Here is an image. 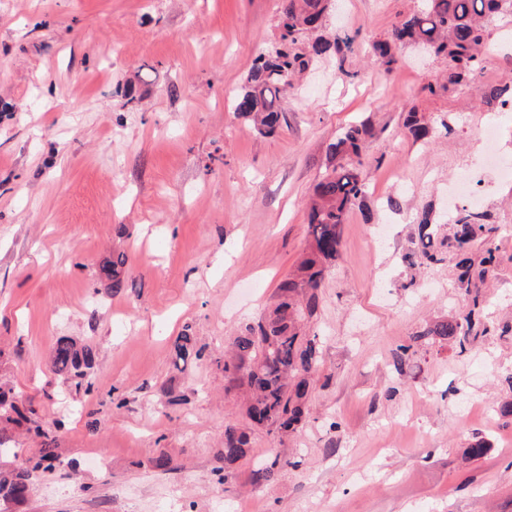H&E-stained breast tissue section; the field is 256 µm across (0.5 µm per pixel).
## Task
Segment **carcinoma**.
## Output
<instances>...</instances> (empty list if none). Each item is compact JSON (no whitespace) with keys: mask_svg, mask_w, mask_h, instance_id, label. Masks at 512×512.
Masks as SVG:
<instances>
[{"mask_svg":"<svg viewBox=\"0 0 512 512\" xmlns=\"http://www.w3.org/2000/svg\"><path fill=\"white\" fill-rule=\"evenodd\" d=\"M279 43L255 57L245 83L235 97V111L263 137L273 135L285 120L283 99L292 80L319 58L353 52L359 33L322 34L331 0H282ZM505 14L512 15V0H422L419 10L393 26L388 38L372 42L376 61L388 73L399 63L395 47H421L445 62L444 87L463 86L473 81L483 67L487 24ZM484 103L503 107L512 103V85L493 88ZM407 132L416 140L430 134V127L411 111L404 120ZM371 127L365 122L346 127L329 147V167L313 188L308 203L309 238L295 270L277 286L275 302L257 325H249L233 338L224 351L226 390L242 394L244 413L251 424L270 433H295L307 421L311 375L318 364L317 336L306 332L307 319L319 305L325 273L339 257L342 227L347 214L365 193L366 142ZM420 248L412 254L411 265H428L444 260L442 251L455 261L457 288L469 311L435 323L420 336H436L465 351L471 336L491 332L476 317L483 306V288L494 277L498 250L497 227L484 222V215L463 207L448 235L437 239L432 220L425 212L417 222ZM126 255L120 253L104 262L103 275L112 280V290L124 287ZM175 365L193 364L203 356L195 337L188 332L171 344ZM55 371L84 378L95 361L93 349L67 336L57 339L50 353ZM37 410L32 401L13 388L0 384V502L12 505L25 501L31 473L53 471L57 457L51 431L34 424ZM25 430L43 438L37 460L9 468L16 433ZM250 436L236 424L224 428L221 449L224 468L229 469L250 454Z\"/></svg>","mask_w":512,"mask_h":512,"instance_id":"carcinoma-1","label":"carcinoma"}]
</instances>
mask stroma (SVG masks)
Wrapping results in <instances>:
<instances>
[{"label":"stroma","instance_id":"obj_1","mask_svg":"<svg viewBox=\"0 0 512 512\" xmlns=\"http://www.w3.org/2000/svg\"><path fill=\"white\" fill-rule=\"evenodd\" d=\"M418 5L334 0L325 31L359 32L354 52L316 60L262 137L234 98L278 40L281 0H0V380L62 424L57 468L22 512H512V419L498 412L512 401V332H498L512 323V180L482 138L496 126L512 161V112L480 98L512 80V19L489 23L474 83L443 90L434 55L401 46L388 73L370 53ZM412 110L427 139L407 135ZM363 120L370 178L309 323L308 422L249 429L224 348L274 301L327 148ZM461 176L499 228L500 262L485 290L496 331L460 356L425 333L466 312L453 261L406 257L423 210L452 222ZM118 252L131 286L116 293L100 266ZM185 330L204 356L180 371L170 345ZM62 336L94 349L90 389L53 371ZM403 344L415 353L398 367ZM230 422L252 452L221 478ZM478 437L485 456L466 459ZM161 454L174 470L155 468Z\"/></svg>","mask_w":512,"mask_h":512}]
</instances>
